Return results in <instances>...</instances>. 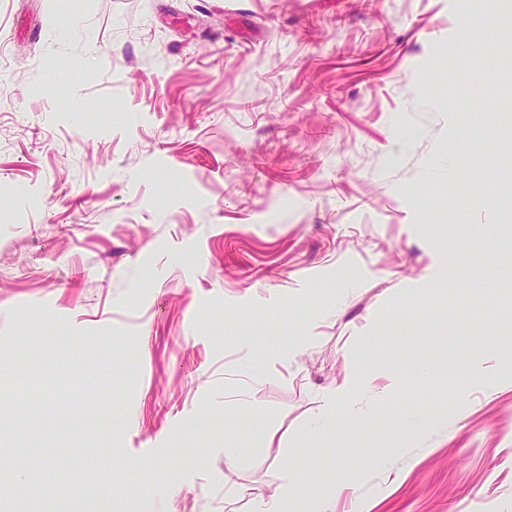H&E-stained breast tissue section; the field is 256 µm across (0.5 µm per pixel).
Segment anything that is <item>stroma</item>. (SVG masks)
<instances>
[{"label":"stroma","instance_id":"obj_1","mask_svg":"<svg viewBox=\"0 0 512 512\" xmlns=\"http://www.w3.org/2000/svg\"><path fill=\"white\" fill-rule=\"evenodd\" d=\"M499 26L473 0H0V483L30 486L0 512H252L287 470L313 499L347 479L335 512H512V93L461 80ZM36 367L111 424H29ZM349 374L445 427L312 429Z\"/></svg>","mask_w":512,"mask_h":512}]
</instances>
